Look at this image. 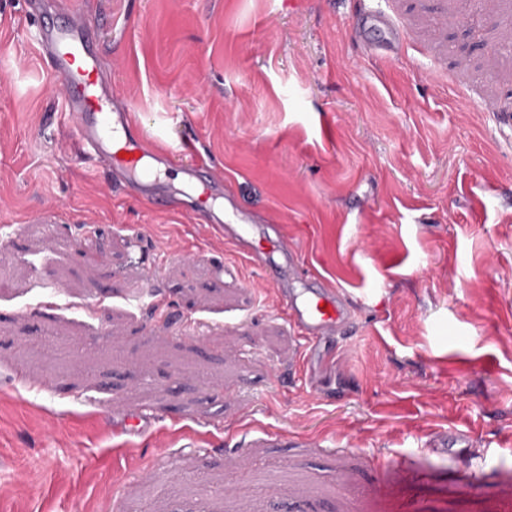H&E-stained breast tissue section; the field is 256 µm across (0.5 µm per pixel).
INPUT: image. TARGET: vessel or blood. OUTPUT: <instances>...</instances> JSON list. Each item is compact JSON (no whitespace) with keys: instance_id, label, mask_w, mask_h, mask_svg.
Wrapping results in <instances>:
<instances>
[{"instance_id":"1","label":"vessel or blood","mask_w":512,"mask_h":512,"mask_svg":"<svg viewBox=\"0 0 512 512\" xmlns=\"http://www.w3.org/2000/svg\"><path fill=\"white\" fill-rule=\"evenodd\" d=\"M27 5L36 51L61 83L62 110L83 156L92 164H104L108 185L155 209L174 208L180 194L192 197L196 220L224 236L277 288L289 322L304 340L300 372L311 375L314 363L326 357L332 338L355 322L356 309L346 295L328 286L309 297L293 290V281L304 273L298 253L277 225H255L243 211L225 219L224 184L212 178L207 163L184 166L179 180L169 181L174 149H147L136 136L130 109L112 96L100 39L102 22H89L77 10L57 9L51 0H27Z\"/></svg>"}]
</instances>
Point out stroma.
Wrapping results in <instances>:
<instances>
[{
	"label": "stroma",
	"mask_w": 512,
	"mask_h": 512,
	"mask_svg": "<svg viewBox=\"0 0 512 512\" xmlns=\"http://www.w3.org/2000/svg\"><path fill=\"white\" fill-rule=\"evenodd\" d=\"M26 2L0 0V512H512V0H92L148 145L193 144L359 306L319 398L262 273L90 169Z\"/></svg>",
	"instance_id": "1"
}]
</instances>
